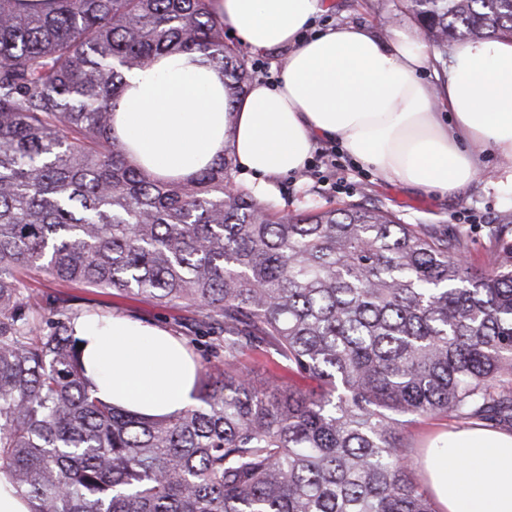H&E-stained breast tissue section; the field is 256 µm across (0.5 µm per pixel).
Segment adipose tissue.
I'll use <instances>...</instances> for the list:
<instances>
[{
	"label": "adipose tissue",
	"instance_id": "adipose-tissue-1",
	"mask_svg": "<svg viewBox=\"0 0 512 512\" xmlns=\"http://www.w3.org/2000/svg\"><path fill=\"white\" fill-rule=\"evenodd\" d=\"M212 9L251 51L285 47L288 58L276 86L258 78L236 99L193 56L127 74L112 130L156 175L186 179L229 151L261 197L324 139L384 179L454 194L479 171L473 146L512 159V40L457 46L428 85L421 75L438 54L420 33L316 28L323 0H213ZM73 328L102 401L145 418L195 404L196 363L168 329L113 313L79 315ZM420 465L440 512H512L511 431L438 433Z\"/></svg>",
	"mask_w": 512,
	"mask_h": 512
}]
</instances>
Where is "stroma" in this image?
<instances>
[{"mask_svg": "<svg viewBox=\"0 0 512 512\" xmlns=\"http://www.w3.org/2000/svg\"><path fill=\"white\" fill-rule=\"evenodd\" d=\"M318 25L357 23L381 31L417 29V22L405 13L401 0H325ZM313 167L303 174L273 180L266 198L289 212L312 206L339 207L371 201L394 213L404 224H437L465 232L469 242L467 260L475 268H485L494 243L488 227L512 225V192L494 191L487 185L504 159L492 153L480 157L481 174L460 196L421 192L381 179L356 164L340 146L316 142ZM32 301L59 297L75 311L121 313L149 325L175 330L199 367H206L210 352L190 325V315L179 307H162L143 295L109 289L63 288L46 272L32 273L27 280Z\"/></svg>", "mask_w": 512, "mask_h": 512, "instance_id": "1", "label": "stroma"}]
</instances>
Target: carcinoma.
<instances>
[{
  "label": "carcinoma",
  "instance_id": "1",
  "mask_svg": "<svg viewBox=\"0 0 512 512\" xmlns=\"http://www.w3.org/2000/svg\"><path fill=\"white\" fill-rule=\"evenodd\" d=\"M211 0H0V473L30 512H436L402 417L512 425V226L493 266L466 235L381 208L286 212L224 151L186 181L112 136L125 74L198 53L256 78ZM442 58L512 38V0H403ZM70 288L187 309L211 355L197 405L144 420L83 377ZM248 351L318 389L257 385Z\"/></svg>",
  "mask_w": 512,
  "mask_h": 512
}]
</instances>
